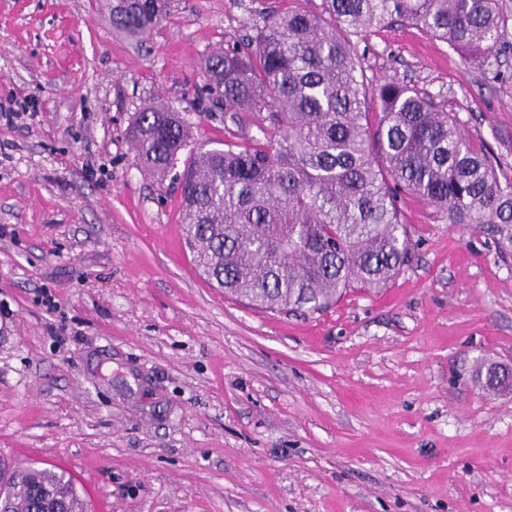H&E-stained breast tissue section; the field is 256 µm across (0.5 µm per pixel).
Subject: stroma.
I'll return each instance as SVG.
<instances>
[{"instance_id":"obj_1","label":"stroma","mask_w":512,"mask_h":512,"mask_svg":"<svg viewBox=\"0 0 512 512\" xmlns=\"http://www.w3.org/2000/svg\"><path fill=\"white\" fill-rule=\"evenodd\" d=\"M112 0H0V460L69 472L89 512H512V246L400 207L414 257L381 292L275 314L212 288L183 237L176 173L127 131L163 102L223 148L196 62L273 7L172 0L140 39ZM367 76L411 82L512 178V33L498 70L395 26L355 37Z\"/></svg>"}]
</instances>
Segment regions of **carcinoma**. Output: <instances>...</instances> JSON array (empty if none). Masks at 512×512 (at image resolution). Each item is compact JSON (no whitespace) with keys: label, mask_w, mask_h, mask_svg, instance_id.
Here are the masks:
<instances>
[{"label":"carcinoma","mask_w":512,"mask_h":512,"mask_svg":"<svg viewBox=\"0 0 512 512\" xmlns=\"http://www.w3.org/2000/svg\"><path fill=\"white\" fill-rule=\"evenodd\" d=\"M171 0H113L112 27L138 38ZM439 39L468 64L492 67L507 28L499 0H326L325 12L277 10L242 45L200 62V95L262 137L189 152L180 174L186 244L216 288L271 312L319 313L352 288L385 287L413 245L398 199L450 224L492 225L512 241V178L485 145L423 89L369 84L352 37L393 23ZM131 136L140 164L164 176L187 146L179 113L147 104ZM507 369L485 365L483 389ZM14 512H85L64 470L0 467Z\"/></svg>","instance_id":"1"}]
</instances>
